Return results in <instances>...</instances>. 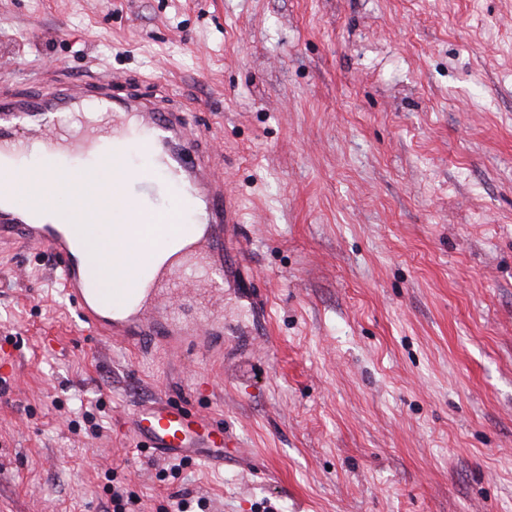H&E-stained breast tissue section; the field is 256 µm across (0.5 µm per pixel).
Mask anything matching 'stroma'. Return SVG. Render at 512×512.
<instances>
[{
  "label": "stroma",
  "mask_w": 512,
  "mask_h": 512,
  "mask_svg": "<svg viewBox=\"0 0 512 512\" xmlns=\"http://www.w3.org/2000/svg\"><path fill=\"white\" fill-rule=\"evenodd\" d=\"M97 75L222 154L224 295L173 303L224 359L96 335L0 253V512H512V0H0V89ZM164 396L223 466L136 444Z\"/></svg>",
  "instance_id": "35a3bbf8"
}]
</instances>
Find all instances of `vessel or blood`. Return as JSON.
<instances>
[{
	"label": "vessel or blood",
	"instance_id": "obj_1",
	"mask_svg": "<svg viewBox=\"0 0 512 512\" xmlns=\"http://www.w3.org/2000/svg\"><path fill=\"white\" fill-rule=\"evenodd\" d=\"M55 152L46 171L29 163L33 145ZM115 165L117 177L104 187L92 180L102 163ZM0 168L17 178L37 175L48 182L47 197L31 209L14 206L0 195V249L45 250L54 257L55 277L89 329L125 343L149 336H179L202 358L210 353L203 341L215 335L213 318L183 321L173 311L162 282L151 277V260L122 267L137 279L147 297L123 310L97 302V277L83 243L84 236L112 230V207L131 209L141 231L165 219L162 203L177 200L196 225L193 255L182 266L183 277L224 274V227L236 223L233 201L224 189V166L193 124L188 109L165 96L145 97L137 87L115 96L106 77L61 82L46 93L0 94ZM98 202L83 205L87 194ZM67 195L81 203L82 235L43 220L53 197ZM125 425L139 446L163 458H195L224 463L225 433L209 415L162 399L137 406Z\"/></svg>",
	"mask_w": 512,
	"mask_h": 512
}]
</instances>
